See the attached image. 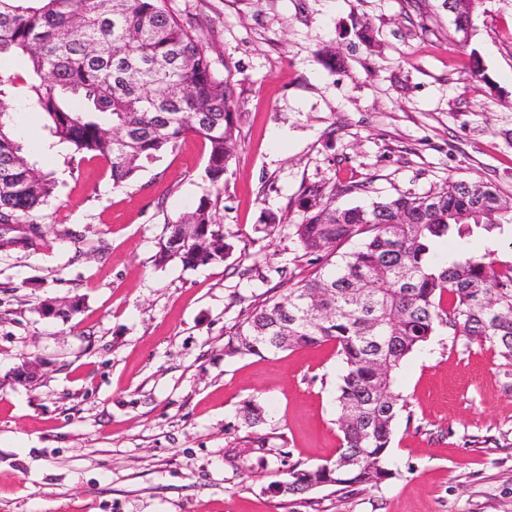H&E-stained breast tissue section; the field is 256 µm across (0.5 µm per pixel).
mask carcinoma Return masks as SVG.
I'll list each match as a JSON object with an SVG mask.
<instances>
[{
	"instance_id": "carcinoma-1",
	"label": "carcinoma",
	"mask_w": 512,
	"mask_h": 512,
	"mask_svg": "<svg viewBox=\"0 0 512 512\" xmlns=\"http://www.w3.org/2000/svg\"><path fill=\"white\" fill-rule=\"evenodd\" d=\"M166 2L0 0V56H27V97L51 135L76 155L105 161L115 188L188 136L208 144L205 175L218 187L237 146L234 87ZM477 2L448 0L460 45L470 39ZM5 95L0 88V224L29 225L25 247L35 249L44 232L31 217L53 197L55 182L27 158ZM366 189L326 182L303 190L302 221L294 225L303 255L327 258L355 237L360 244L249 309L224 344L230 358L336 347L338 457L354 462L336 470L292 465L276 484L285 498L323 486L346 494L391 477L386 452L406 409L395 375L439 328L512 361V256L497 248L512 233V205L492 184L473 180L379 197L367 207L336 204V196ZM217 210L218 200L203 198L183 213L156 262L194 268L228 259L230 232ZM475 233L490 243L484 253L434 257L437 242ZM242 410L249 427L265 422L261 403L247 400Z\"/></svg>"
}]
</instances>
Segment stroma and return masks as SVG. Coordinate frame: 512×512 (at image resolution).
Wrapping results in <instances>:
<instances>
[{"instance_id": "obj_1", "label": "stroma", "mask_w": 512, "mask_h": 512, "mask_svg": "<svg viewBox=\"0 0 512 512\" xmlns=\"http://www.w3.org/2000/svg\"><path fill=\"white\" fill-rule=\"evenodd\" d=\"M233 83L241 120L221 187L182 140L116 188L109 166L55 143L20 85L0 87L28 156L56 182L42 246L0 249V512H512V365L448 329L403 363L392 479L285 498L290 465L335 460L333 343L228 358L243 311L314 270L293 236L304 186L367 184L369 204L458 179L512 200V0H480L468 44L446 0H168ZM374 42H359L360 25ZM478 51L485 77L469 67ZM219 201L227 261L156 265L167 227ZM279 217L265 231L266 215ZM79 298L68 317L48 300ZM38 363L37 381L12 371ZM266 404L244 425V401ZM259 435L267 447H246Z\"/></svg>"}]
</instances>
